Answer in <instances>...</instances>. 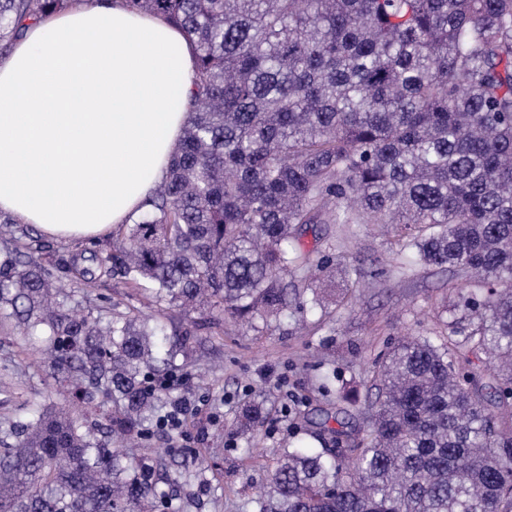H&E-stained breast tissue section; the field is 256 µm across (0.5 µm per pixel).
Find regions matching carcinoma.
I'll list each match as a JSON object with an SVG mask.
<instances>
[{
    "label": "carcinoma",
    "mask_w": 512,
    "mask_h": 512,
    "mask_svg": "<svg viewBox=\"0 0 512 512\" xmlns=\"http://www.w3.org/2000/svg\"><path fill=\"white\" fill-rule=\"evenodd\" d=\"M74 0H0V57ZM195 46L167 175L82 272L146 292L179 322L68 303L0 218V309L45 339L49 372L103 422L23 404L0 437V512H170L153 470L114 439H146L194 366L192 314L257 331L324 308L330 224H388L400 251L468 282L441 338L374 366V401L341 388L363 428L334 448L284 447L253 512H512V0H120ZM324 224L325 249L301 237ZM262 407L239 414L256 430Z\"/></svg>",
    "instance_id": "1"
}]
</instances>
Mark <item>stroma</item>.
I'll use <instances>...</instances> for the list:
<instances>
[{"instance_id":"35a3bbf8","label":"stroma","mask_w":512,"mask_h":512,"mask_svg":"<svg viewBox=\"0 0 512 512\" xmlns=\"http://www.w3.org/2000/svg\"><path fill=\"white\" fill-rule=\"evenodd\" d=\"M29 240L64 290L75 288L78 274L65 267L71 256L105 247L109 236L56 239L29 225ZM337 264L356 270L357 288L342 304L308 313L304 325L286 318L281 330L260 334L229 318L195 314L200 343L197 370L209 386L186 387L179 398L195 408L185 430L190 447L155 429L137 457L152 465L165 482L174 471L189 473L173 504L176 512H251V501L276 463L275 451L293 435L311 439L324 414L335 413L340 387L366 392L372 369L402 337L440 334L445 299L455 298L464 279L447 268L424 267L411 254L398 252L393 238L369 224L336 227ZM93 295L102 316L124 302L145 314L150 304L123 284L98 281ZM37 343L17 336L12 319L0 315V426L7 425L23 404L55 399L57 386L39 368ZM266 395L269 415L252 438L236 432V418L257 395ZM202 450L209 466L198 470L194 450Z\"/></svg>"}]
</instances>
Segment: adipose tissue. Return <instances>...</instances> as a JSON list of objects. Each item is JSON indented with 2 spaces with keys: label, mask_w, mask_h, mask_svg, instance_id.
<instances>
[{
  "label": "adipose tissue",
  "mask_w": 512,
  "mask_h": 512,
  "mask_svg": "<svg viewBox=\"0 0 512 512\" xmlns=\"http://www.w3.org/2000/svg\"><path fill=\"white\" fill-rule=\"evenodd\" d=\"M195 77L184 34L80 0L0 58V213L54 238L127 223L161 182Z\"/></svg>",
  "instance_id": "1"
}]
</instances>
